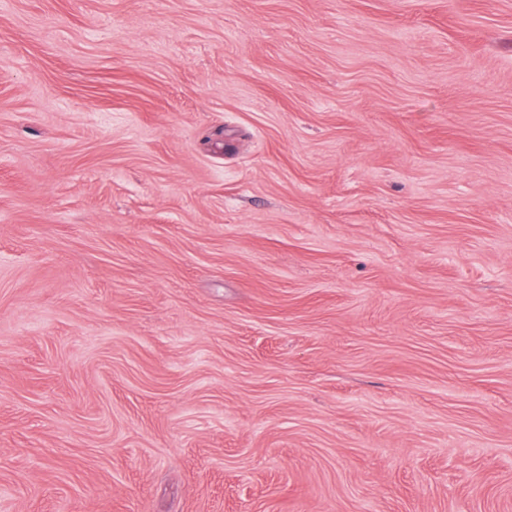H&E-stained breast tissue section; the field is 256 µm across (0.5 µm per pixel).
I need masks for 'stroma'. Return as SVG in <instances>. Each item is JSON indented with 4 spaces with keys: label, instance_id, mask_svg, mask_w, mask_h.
<instances>
[{
    "label": "stroma",
    "instance_id": "35a3bbf8",
    "mask_svg": "<svg viewBox=\"0 0 512 512\" xmlns=\"http://www.w3.org/2000/svg\"><path fill=\"white\" fill-rule=\"evenodd\" d=\"M0 512H512V0H0Z\"/></svg>",
    "mask_w": 512,
    "mask_h": 512
}]
</instances>
